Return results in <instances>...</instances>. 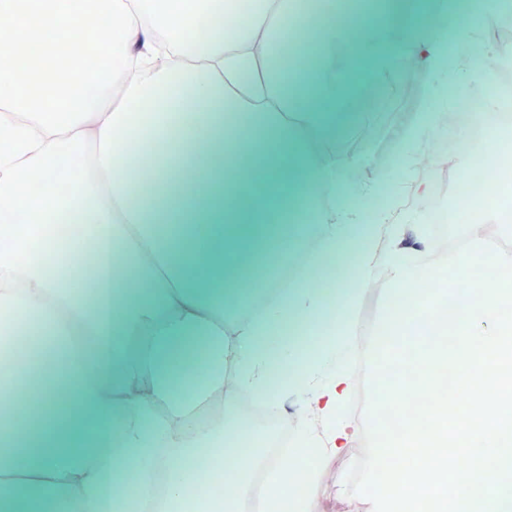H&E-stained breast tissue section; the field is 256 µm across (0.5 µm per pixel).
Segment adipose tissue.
<instances>
[{
	"instance_id": "ef3b65f1",
	"label": "adipose tissue",
	"mask_w": 512,
	"mask_h": 512,
	"mask_svg": "<svg viewBox=\"0 0 512 512\" xmlns=\"http://www.w3.org/2000/svg\"><path fill=\"white\" fill-rule=\"evenodd\" d=\"M302 6L252 0L245 22L224 30L212 0H104L97 26L113 32L100 54L94 92L69 79L52 100L43 49L66 42L82 24L56 0H0V348L28 338V378H0V397L27 403L0 416V512H209L195 494L206 463L236 449L224 471L222 512H237L261 450L235 414L240 392L281 411L303 401L296 453L303 467L269 475L267 512H308L320 489V462L351 446L348 407L362 286L381 280L382 316L363 357L402 352L413 331L403 303L442 265L479 264L484 276L458 331L475 312L500 308L512 293V251L487 253L480 225L465 244L428 260L425 228L395 222L389 178L349 188L335 148L364 115L344 103L359 77L383 80L394 59L419 57L431 87L426 111L397 133L403 152L421 144L448 97L436 87L493 81L505 49L482 46L490 8L461 13L457 0H382L360 28L329 10L317 20L320 44L306 90L271 78L257 44L287 39ZM454 22V40L441 36ZM192 109L194 120L177 116ZM161 156L145 183L126 173L131 147ZM78 159L67 193L29 192L55 181ZM85 225L96 241L88 290L71 287V250L56 241L34 248L60 218ZM306 256L309 269L352 257L356 281L336 291V327L306 357L290 322L318 324L326 313L306 279L272 287V272ZM134 271L129 288L115 270ZM144 390L141 398L132 389ZM223 407L222 420L203 416Z\"/></svg>"
}]
</instances>
